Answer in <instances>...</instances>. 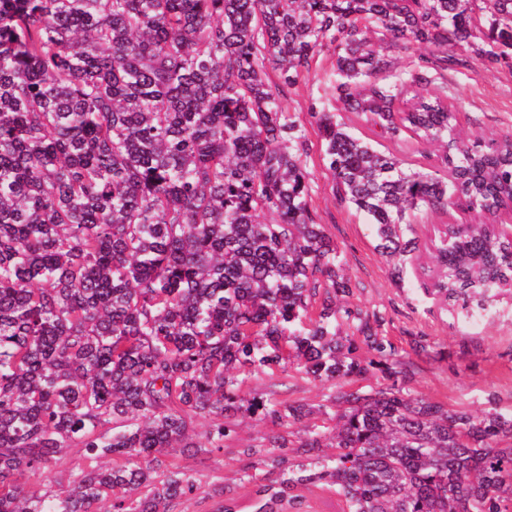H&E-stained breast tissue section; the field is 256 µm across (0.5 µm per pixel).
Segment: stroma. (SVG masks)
I'll return each mask as SVG.
<instances>
[{
	"mask_svg": "<svg viewBox=\"0 0 512 512\" xmlns=\"http://www.w3.org/2000/svg\"><path fill=\"white\" fill-rule=\"evenodd\" d=\"M457 59L448 69V100L458 106L464 132L490 143L512 130V67L466 52L458 53ZM333 65L330 53L317 55L310 73L286 92L282 104L295 113L311 141L312 208L338 246L354 303L369 317L379 318L380 333L397 348L398 383L406 392L451 410L512 411V297L494 302L478 325L455 322L424 295L427 278L421 271L410 268L402 283L392 280L366 216L340 203L335 194L333 176L321 159L314 111H335L338 120L365 139L371 137L372 127L357 113L338 108ZM243 391L249 398L271 397L316 409L326 404L332 387L293 370H277L252 374ZM237 423L234 440L223 450L197 455L179 448L167 455L168 463L191 470L200 484L195 495L170 502V512H214L226 496L225 478L252 468L265 473L258 456L242 455L241 450L265 447L276 425L242 416Z\"/></svg>",
	"mask_w": 512,
	"mask_h": 512,
	"instance_id": "35a3bbf8",
	"label": "stroma"
}]
</instances>
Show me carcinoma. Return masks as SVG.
Segmentation results:
<instances>
[{
	"label": "carcinoma",
	"instance_id": "1",
	"mask_svg": "<svg viewBox=\"0 0 512 512\" xmlns=\"http://www.w3.org/2000/svg\"><path fill=\"white\" fill-rule=\"evenodd\" d=\"M414 43L436 53L411 70L382 54ZM325 47L344 109L436 147L446 171L315 113L338 198L393 275L426 251L424 294L465 322L512 293L496 225L411 236L422 209L512 207V132L464 139L440 93L396 107L446 82L458 49L512 60V0H0V512H168L199 483L160 456L224 448L239 412L300 434L269 437L277 475L252 512L310 486L345 512H512V412L345 389L394 375L395 347L349 301L281 102ZM275 367L334 383L330 431L304 404L241 397L242 375ZM70 446L88 461L70 489L22 488Z\"/></svg>",
	"mask_w": 512,
	"mask_h": 512
}]
</instances>
